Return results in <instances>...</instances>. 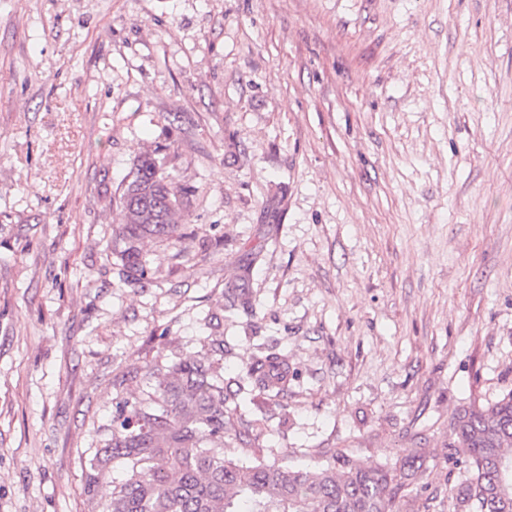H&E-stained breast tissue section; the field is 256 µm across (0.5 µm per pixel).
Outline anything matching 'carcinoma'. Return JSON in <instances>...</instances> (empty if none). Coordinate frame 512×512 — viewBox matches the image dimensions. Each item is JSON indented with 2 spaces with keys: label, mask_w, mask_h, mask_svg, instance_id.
Wrapping results in <instances>:
<instances>
[{
  "label": "carcinoma",
  "mask_w": 512,
  "mask_h": 512,
  "mask_svg": "<svg viewBox=\"0 0 512 512\" xmlns=\"http://www.w3.org/2000/svg\"><path fill=\"white\" fill-rule=\"evenodd\" d=\"M132 175L146 200L122 206L124 223L113 230L119 277L139 281L144 240H184L176 214L184 190L151 153L139 155ZM263 392L288 388V364L268 346L247 366ZM138 399H112V424L104 445L84 462L88 512H417L428 487L426 456L414 454L385 465H367L333 451L312 472L257 458L244 463L224 454L229 400L213 363L181 358L146 372ZM448 465L463 478L448 487L454 512H512V390L485 406L456 412L448 435ZM124 477L108 483L113 463Z\"/></svg>",
  "instance_id": "obj_1"
}]
</instances>
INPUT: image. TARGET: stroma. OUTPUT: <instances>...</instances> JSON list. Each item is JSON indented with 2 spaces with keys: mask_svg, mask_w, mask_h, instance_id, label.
Listing matches in <instances>:
<instances>
[{
  "mask_svg": "<svg viewBox=\"0 0 512 512\" xmlns=\"http://www.w3.org/2000/svg\"><path fill=\"white\" fill-rule=\"evenodd\" d=\"M144 152L187 238L124 282ZM216 338L226 455L422 448L453 512L451 418L512 390V0H0V512H86L113 398ZM247 375L263 392H282L288 388V364L282 354L268 346L247 366Z\"/></svg>",
  "mask_w": 512,
  "mask_h": 512,
  "instance_id": "obj_1",
  "label": "stroma"
}]
</instances>
